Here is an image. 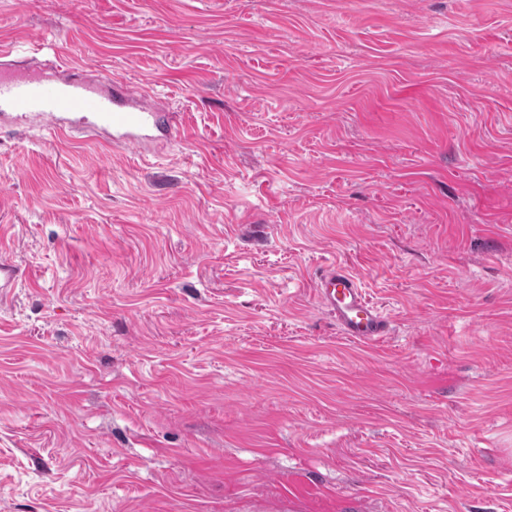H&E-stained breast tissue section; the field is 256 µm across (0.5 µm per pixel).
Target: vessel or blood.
<instances>
[{"label":"vessel or blood","instance_id":"b4317fda","mask_svg":"<svg viewBox=\"0 0 512 512\" xmlns=\"http://www.w3.org/2000/svg\"><path fill=\"white\" fill-rule=\"evenodd\" d=\"M134 99L128 85L116 79L92 86L77 81L57 84L0 70V124L35 115L63 136L75 131H106L116 144L149 141L164 148L174 129L170 114L143 111L134 107ZM315 292L344 336L361 343L389 336L388 320L367 298L346 264L326 266Z\"/></svg>","mask_w":512,"mask_h":512}]
</instances>
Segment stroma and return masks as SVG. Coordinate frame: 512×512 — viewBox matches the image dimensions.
<instances>
[{
    "instance_id": "stroma-1",
    "label": "stroma",
    "mask_w": 512,
    "mask_h": 512,
    "mask_svg": "<svg viewBox=\"0 0 512 512\" xmlns=\"http://www.w3.org/2000/svg\"><path fill=\"white\" fill-rule=\"evenodd\" d=\"M2 42L177 131L0 127V512H512V0H0ZM321 305L336 318L344 336L373 343L390 335L386 317L367 298L357 277L344 263H331L316 282Z\"/></svg>"
}]
</instances>
